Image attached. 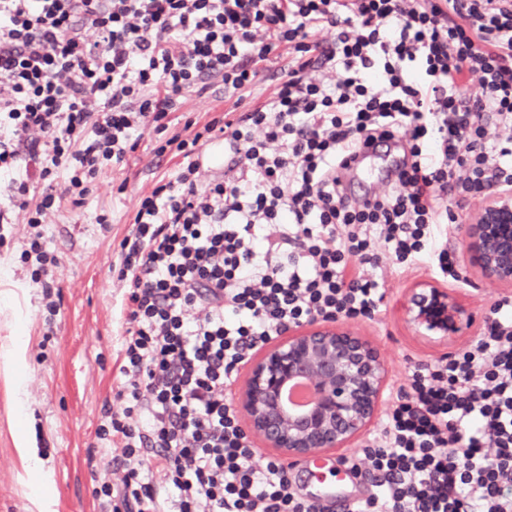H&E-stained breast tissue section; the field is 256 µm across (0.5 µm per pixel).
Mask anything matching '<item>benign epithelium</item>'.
I'll use <instances>...</instances> for the list:
<instances>
[{"label":"benign epithelium","instance_id":"7a95c632","mask_svg":"<svg viewBox=\"0 0 512 512\" xmlns=\"http://www.w3.org/2000/svg\"><path fill=\"white\" fill-rule=\"evenodd\" d=\"M468 267L485 284L512 287V192L498 193L455 225ZM403 320L414 335L442 346L476 322L458 293L430 281L405 292ZM390 369L380 348L343 320L291 327L252 355L234 406L260 448L287 461L348 448L378 420ZM308 383L314 392L305 408L285 402L288 387Z\"/></svg>","mask_w":512,"mask_h":512}]
</instances>
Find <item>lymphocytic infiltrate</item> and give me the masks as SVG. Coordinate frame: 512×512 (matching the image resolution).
I'll return each instance as SVG.
<instances>
[{"label":"lymphocytic infiltrate","mask_w":512,"mask_h":512,"mask_svg":"<svg viewBox=\"0 0 512 512\" xmlns=\"http://www.w3.org/2000/svg\"><path fill=\"white\" fill-rule=\"evenodd\" d=\"M331 39L311 41L315 30ZM273 92L168 133L188 96ZM512 0H0V223L83 204L142 138L174 175L145 194L112 277L127 328L98 437L120 442L100 512H322L288 464L260 460L228 397L248 358L289 327L370 319L395 271L458 282L453 205L512 190ZM220 141L237 178L203 180ZM400 142L394 182L343 196L360 143ZM352 473L350 512H512V296L474 343L410 366ZM276 83L277 79L273 77L272 71H261L259 76L257 77V82L253 86L251 91H246L242 93V99L239 101V106L235 112H246L256 102L269 96L273 91Z\"/></svg>","instance_id":"lymphocytic-infiltrate-1"}]
</instances>
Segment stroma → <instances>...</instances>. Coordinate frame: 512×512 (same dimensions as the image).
<instances>
[{
  "instance_id": "35a3bbf8",
  "label": "stroma",
  "mask_w": 512,
  "mask_h": 512,
  "mask_svg": "<svg viewBox=\"0 0 512 512\" xmlns=\"http://www.w3.org/2000/svg\"><path fill=\"white\" fill-rule=\"evenodd\" d=\"M162 135L144 136L124 166L105 171L81 206L63 204L40 230L59 264L44 290L20 260L26 224H8L0 246V512H98L94 478L109 455L97 437L104 406L113 404L121 381L122 291L110 268L129 229L140 197L172 177L170 156H156ZM107 215V225L97 219ZM387 282L375 319L353 326L381 348L391 387L403 384L409 363H433L443 348L414 336L401 318L406 288L431 280L421 269L376 270ZM58 314L46 323L44 308ZM290 476L302 493L333 485L326 503L348 512L353 498L367 496L370 482L340 473L333 465L310 469L294 462Z\"/></svg>"
}]
</instances>
